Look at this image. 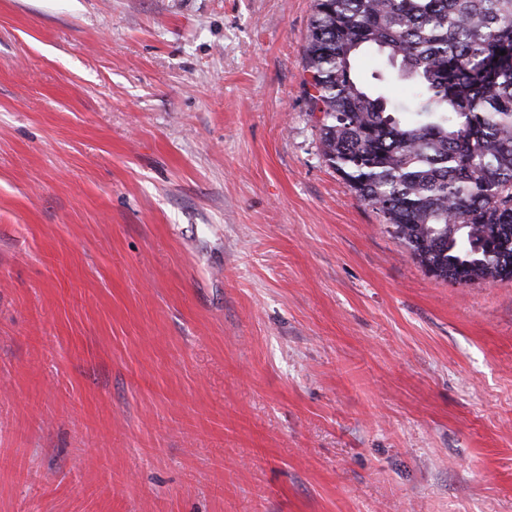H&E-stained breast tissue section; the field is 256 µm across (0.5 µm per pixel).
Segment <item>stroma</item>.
Segmentation results:
<instances>
[{
  "instance_id": "stroma-1",
  "label": "stroma",
  "mask_w": 512,
  "mask_h": 512,
  "mask_svg": "<svg viewBox=\"0 0 512 512\" xmlns=\"http://www.w3.org/2000/svg\"><path fill=\"white\" fill-rule=\"evenodd\" d=\"M314 0H0V512H512V281L323 156Z\"/></svg>"
}]
</instances>
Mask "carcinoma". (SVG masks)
Wrapping results in <instances>:
<instances>
[{
    "mask_svg": "<svg viewBox=\"0 0 512 512\" xmlns=\"http://www.w3.org/2000/svg\"><path fill=\"white\" fill-rule=\"evenodd\" d=\"M304 59L323 156L426 272L512 280V0H315Z\"/></svg>",
    "mask_w": 512,
    "mask_h": 512,
    "instance_id": "obj_1",
    "label": "carcinoma"
}]
</instances>
